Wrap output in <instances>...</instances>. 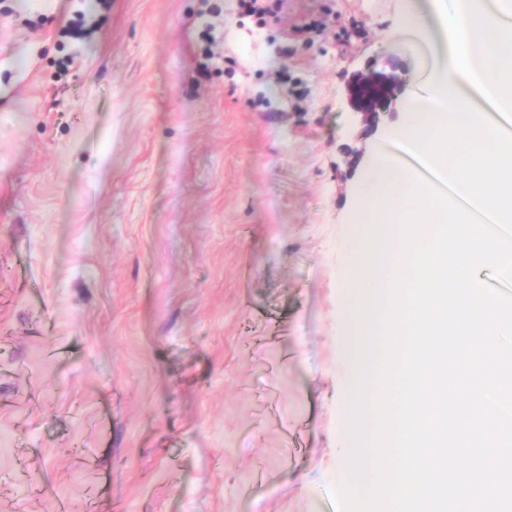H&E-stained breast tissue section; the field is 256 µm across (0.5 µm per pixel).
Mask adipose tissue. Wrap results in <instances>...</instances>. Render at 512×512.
<instances>
[{
  "mask_svg": "<svg viewBox=\"0 0 512 512\" xmlns=\"http://www.w3.org/2000/svg\"><path fill=\"white\" fill-rule=\"evenodd\" d=\"M512 0H423L397 35L418 42L425 93L391 133L427 161L441 183L478 215L512 223V134L494 132L482 115L512 118Z\"/></svg>",
  "mask_w": 512,
  "mask_h": 512,
  "instance_id": "1",
  "label": "adipose tissue"
}]
</instances>
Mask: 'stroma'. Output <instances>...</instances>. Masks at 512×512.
I'll list each match as a JSON object with an SVG mask.
<instances>
[{"instance_id": "obj_1", "label": "stroma", "mask_w": 512, "mask_h": 512, "mask_svg": "<svg viewBox=\"0 0 512 512\" xmlns=\"http://www.w3.org/2000/svg\"><path fill=\"white\" fill-rule=\"evenodd\" d=\"M412 0H0V512H333L344 264ZM412 80L358 138L349 76Z\"/></svg>"}]
</instances>
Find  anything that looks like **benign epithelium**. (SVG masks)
<instances>
[{
    "label": "benign epithelium",
    "instance_id": "7a95c632",
    "mask_svg": "<svg viewBox=\"0 0 512 512\" xmlns=\"http://www.w3.org/2000/svg\"><path fill=\"white\" fill-rule=\"evenodd\" d=\"M407 86V68L393 55L379 62L375 60L350 75L346 84L347 101L357 118L360 134L375 129L381 116L394 110Z\"/></svg>",
    "mask_w": 512,
    "mask_h": 512
}]
</instances>
